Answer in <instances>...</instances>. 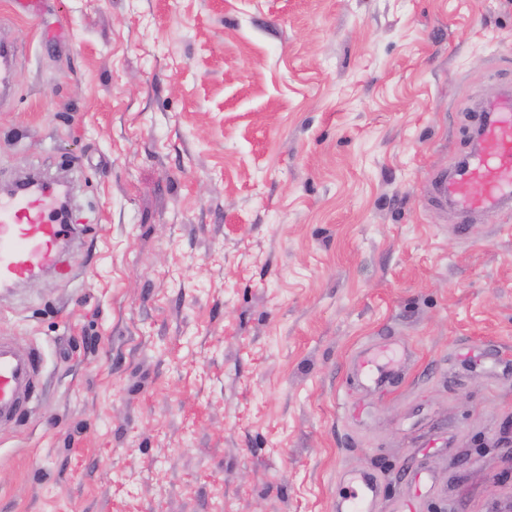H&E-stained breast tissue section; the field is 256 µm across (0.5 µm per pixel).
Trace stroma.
I'll return each mask as SVG.
<instances>
[{"label":"stroma","mask_w":512,"mask_h":512,"mask_svg":"<svg viewBox=\"0 0 512 512\" xmlns=\"http://www.w3.org/2000/svg\"><path fill=\"white\" fill-rule=\"evenodd\" d=\"M0 185L66 180L88 231L0 288L41 352L0 425V512L512 506V214L427 200L512 83V0H0ZM390 338L392 389L351 360ZM15 64V50L7 44L0 45V99L8 95L11 89L10 73ZM339 486L337 512H377L380 484L376 477L343 474Z\"/></svg>","instance_id":"obj_1"}]
</instances>
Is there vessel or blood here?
I'll list each match as a JSON object with an SVG mask.
<instances>
[{"mask_svg":"<svg viewBox=\"0 0 512 512\" xmlns=\"http://www.w3.org/2000/svg\"><path fill=\"white\" fill-rule=\"evenodd\" d=\"M14 64V48L0 45V99L11 89ZM468 128L476 143L474 154L465 159L463 168L433 180V201L450 208L459 225L474 222L489 207L512 212V92L470 113ZM59 204L57 188L47 183L0 197L1 285H18L60 265L78 231L49 222L48 213L58 210ZM40 362L38 350L18 349L0 336V424L18 420L32 400ZM401 372V362L379 363L370 347L355 357L358 380L376 388L396 384ZM339 486L336 512H377V478L344 475Z\"/></svg>","mask_w":512,"mask_h":512,"instance_id":"vessel-or-blood-1","label":"vessel or blood"}]
</instances>
